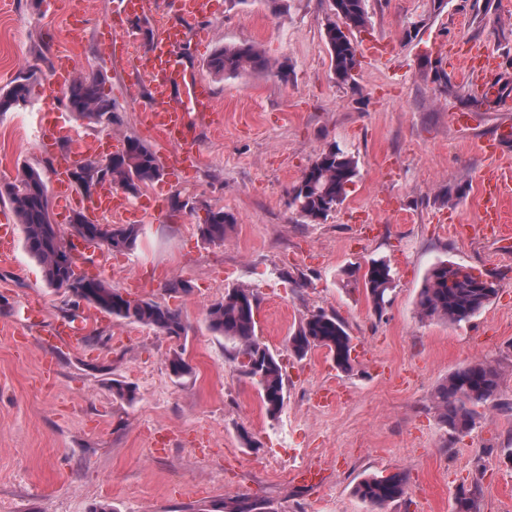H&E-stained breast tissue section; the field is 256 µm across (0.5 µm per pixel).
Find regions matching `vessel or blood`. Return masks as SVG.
Wrapping results in <instances>:
<instances>
[{"label": "vessel or blood", "mask_w": 512, "mask_h": 512, "mask_svg": "<svg viewBox=\"0 0 512 512\" xmlns=\"http://www.w3.org/2000/svg\"><path fill=\"white\" fill-rule=\"evenodd\" d=\"M176 4L182 18L181 23H160L157 40L150 52L133 61L134 66L147 75L146 89L134 87L130 90L132 99L140 107L144 123L168 136L167 143L172 152L163 158L162 163L169 170L191 160L190 146L186 140L189 123L208 122L214 117L212 88L194 67L188 66L174 52L176 45L201 38V30L192 27L191 22L209 11L211 0H176ZM117 146L118 143L114 140L109 145L98 144L92 148L79 143L69 154L59 159L54 175L57 187L55 202L59 211L65 212L75 207L94 220L106 213L127 211L125 195L108 185L89 198H77L69 188L67 176L75 161L86 158L91 153L102 152L103 148L114 149ZM84 332L83 323L66 320L56 323L43 342L52 348L64 347L82 340Z\"/></svg>", "instance_id": "b4317fda"}]
</instances>
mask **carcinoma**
<instances>
[{
  "mask_svg": "<svg viewBox=\"0 0 512 512\" xmlns=\"http://www.w3.org/2000/svg\"><path fill=\"white\" fill-rule=\"evenodd\" d=\"M331 2L337 20L327 25L325 41L333 72L337 79L345 81L358 53L349 33L365 27L369 16L366 0ZM207 68L215 74H237L247 69L264 71L270 64L257 46L242 44L216 50L207 61ZM39 79L40 70L31 68L12 86L0 89V116L30 104L32 87ZM105 82L106 76L99 72L80 74L62 93V100L71 112L103 130L112 128L114 119L112 100L104 93ZM356 168L354 157L340 148L322 153L292 187L290 206L311 222L327 218L330 210L346 198V186L353 182ZM162 171L157 153L141 140L130 137L121 151L81 162L77 180L89 187L106 178L134 197L142 187L160 179ZM3 200L14 210L24 246L41 264L47 286L66 294L71 311L85 304L169 337L187 335L179 309L151 298L131 301L103 277L76 275L77 261L70 262L65 256L66 241L60 226L52 221L49 190L39 168L24 164L14 180L0 183V201ZM235 222L233 214L221 208L210 209L198 224V230L205 241L222 243ZM70 224L75 236L84 241L95 238V245L110 252L134 247L142 235L138 224H101L81 213L73 214ZM465 270L464 266L443 261L430 270L418 295L417 306L422 317L459 324L469 321L491 301L497 294L496 284L475 285ZM361 279L373 310L382 313L394 291L390 264L383 258L370 260ZM256 308L252 289L233 287L208 307L207 319L209 329L231 342L237 356L250 359L252 369L244 373L259 386L266 412L275 418L284 407L285 377L280 359L257 339ZM315 347L326 348L338 369L346 372L352 368L351 336L336 314L314 313L288 337V352L297 358L305 357ZM168 368L177 379L193 373L182 351L173 352ZM501 384L502 372L484 361L472 362L449 373L434 394L439 423L452 433L463 434L475 426L479 407L512 412V403L500 401ZM405 492L406 476L402 472L385 477L369 475L355 487L356 495L371 507V512H383L386 505L403 498ZM456 512H480L477 490H458Z\"/></svg>",
  "mask_w": 512,
  "mask_h": 512,
  "instance_id": "cac0c4a2",
  "label": "carcinoma"
}]
</instances>
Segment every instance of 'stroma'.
<instances>
[{
	"label": "stroma",
	"mask_w": 512,
	"mask_h": 512,
	"mask_svg": "<svg viewBox=\"0 0 512 512\" xmlns=\"http://www.w3.org/2000/svg\"><path fill=\"white\" fill-rule=\"evenodd\" d=\"M115 0H0V88L37 65L29 106L0 116V181L30 164L53 182L55 156L43 131L100 141L139 138L161 150L126 95L131 68L103 42ZM367 28L354 31L353 79L332 69L325 29L329 0H212L198 45L177 49L210 82L222 130L197 123L188 172L145 186L115 224L145 233L96 270L134 297L171 300L188 326L181 339L91 307L86 340L47 352L39 336L69 314L25 247L0 263V507L9 512H193L241 498L269 512H370L354 493L365 476L405 473L404 498L384 512H455L459 488L478 491L481 512H512V412L482 409L475 427L453 434L433 394L455 369L486 360L503 374L512 402V239H487L481 180L497 170L504 223L512 231V142L490 153L512 122V0H366ZM83 36L72 41L69 16ZM260 47L272 67L217 75L210 56L226 45ZM496 59L497 79L473 105L464 60ZM78 72H103L111 129L49 102L58 56ZM357 161L358 174L326 220L299 217L289 191L331 147ZM180 198L185 209L172 208ZM162 200L154 211V200ZM237 219L223 242L199 234L197 211ZM382 257L395 278L392 301L375 314L358 265ZM448 261L493 279L498 294L469 321L421 318L420 289ZM190 293L168 298L172 279ZM246 285L258 298L256 334L283 364L286 398L269 417L236 350L208 326L207 308ZM36 301L44 320L16 341L15 315ZM336 314L354 346L350 371L326 349L290 356L287 339L310 314ZM185 349L193 373L176 379L167 360ZM52 360L53 376L43 364ZM128 383L133 401L113 396Z\"/></svg>",
	"instance_id": "35a3bbf8"
}]
</instances>
